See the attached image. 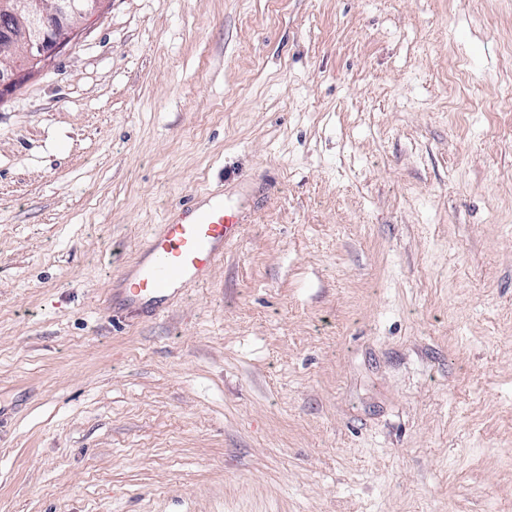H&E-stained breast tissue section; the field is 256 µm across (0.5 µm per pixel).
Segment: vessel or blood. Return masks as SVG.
I'll list each match as a JSON object with an SVG mask.
<instances>
[{
	"mask_svg": "<svg viewBox=\"0 0 512 512\" xmlns=\"http://www.w3.org/2000/svg\"><path fill=\"white\" fill-rule=\"evenodd\" d=\"M242 222V211L228 206L222 195L189 198L125 271L123 292L135 303H157L177 286L206 278L225 244L237 238Z\"/></svg>",
	"mask_w": 512,
	"mask_h": 512,
	"instance_id": "b4317fda",
	"label": "vessel or blood"
}]
</instances>
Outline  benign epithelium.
<instances>
[{
  "mask_svg": "<svg viewBox=\"0 0 512 512\" xmlns=\"http://www.w3.org/2000/svg\"><path fill=\"white\" fill-rule=\"evenodd\" d=\"M102 0H0V85L43 70Z\"/></svg>",
  "mask_w": 512,
  "mask_h": 512,
  "instance_id": "obj_1",
  "label": "benign epithelium"
}]
</instances>
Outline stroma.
<instances>
[{
  "label": "stroma",
  "instance_id": "1",
  "mask_svg": "<svg viewBox=\"0 0 512 512\" xmlns=\"http://www.w3.org/2000/svg\"><path fill=\"white\" fill-rule=\"evenodd\" d=\"M0 512H512V0H105L1 95ZM243 212L228 206L224 195L193 196L161 224L134 265L121 280L131 302L157 303L176 287L206 278L235 240Z\"/></svg>",
  "mask_w": 512,
  "mask_h": 512
}]
</instances>
